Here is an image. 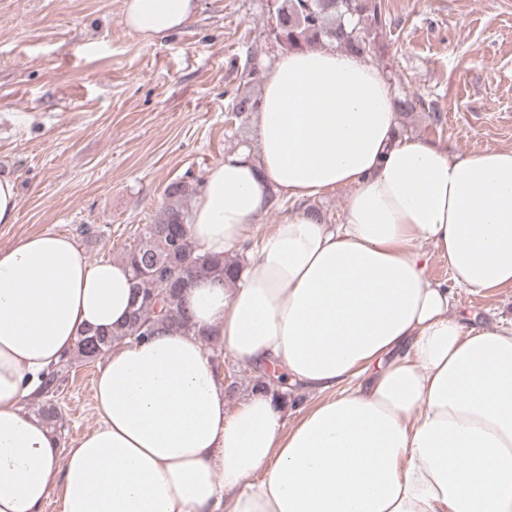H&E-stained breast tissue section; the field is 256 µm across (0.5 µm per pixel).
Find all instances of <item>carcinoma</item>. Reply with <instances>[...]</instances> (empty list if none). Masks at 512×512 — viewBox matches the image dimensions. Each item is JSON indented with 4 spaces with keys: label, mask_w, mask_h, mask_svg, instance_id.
<instances>
[{
    "label": "carcinoma",
    "mask_w": 512,
    "mask_h": 512,
    "mask_svg": "<svg viewBox=\"0 0 512 512\" xmlns=\"http://www.w3.org/2000/svg\"><path fill=\"white\" fill-rule=\"evenodd\" d=\"M387 22L383 0H276L275 28L270 35L280 46L293 49L323 45L327 41L362 58L374 54L373 33ZM260 98L237 97L232 112L239 125L258 111ZM198 194V186L179 180L165 189L167 203L150 224L139 229L137 240L123 254L131 271L133 304L123 324L109 332L80 336L75 356L94 360L125 341L149 339L161 330H194L182 299L183 289L195 279L209 278L224 284L236 280L242 257L210 255L199 250L188 237L187 201ZM161 307L155 308V300ZM67 365L61 364L44 381L38 414L55 425L61 419L54 393Z\"/></svg>",
    "instance_id": "obj_1"
}]
</instances>
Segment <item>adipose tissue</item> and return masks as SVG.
I'll return each instance as SVG.
<instances>
[{"mask_svg":"<svg viewBox=\"0 0 512 512\" xmlns=\"http://www.w3.org/2000/svg\"><path fill=\"white\" fill-rule=\"evenodd\" d=\"M196 7L126 0L123 22L158 37ZM262 80L257 150L209 169L187 226L203 252L244 251L235 288L195 281L193 331L114 346L70 448L24 402L81 334L126 320L128 269L48 229L0 249V512H512V324L451 313L454 288H512V149L401 135L384 71L331 42ZM341 186L345 223L303 208ZM275 195L295 209L247 244ZM210 332L316 401L292 420L272 392L228 410Z\"/></svg>","mask_w":512,"mask_h":512,"instance_id":"obj_1","label":"adipose tissue"}]
</instances>
